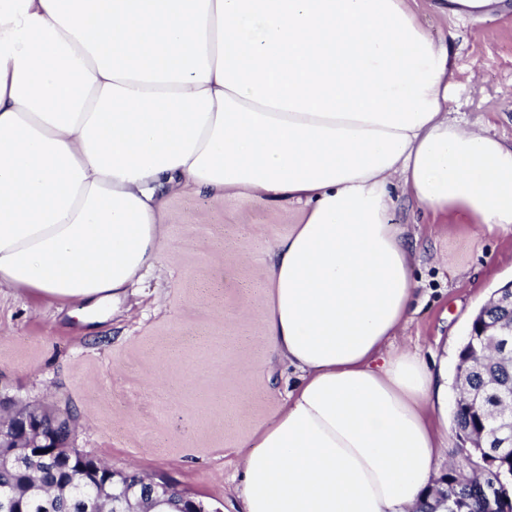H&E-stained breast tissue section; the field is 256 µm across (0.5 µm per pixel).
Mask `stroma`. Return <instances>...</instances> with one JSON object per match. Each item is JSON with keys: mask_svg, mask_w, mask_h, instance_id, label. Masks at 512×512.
Masks as SVG:
<instances>
[{"mask_svg": "<svg viewBox=\"0 0 512 512\" xmlns=\"http://www.w3.org/2000/svg\"><path fill=\"white\" fill-rule=\"evenodd\" d=\"M438 39L455 34L451 111L512 140V0L487 21L419 5ZM397 224L417 225L422 262L416 310L398 347L455 358L473 314L512 280V240L448 233L398 197ZM300 215L255 199L172 197L169 245L111 315L81 324L69 310L0 290V397L72 417L73 446L114 471L165 480L235 512L246 444L280 409L296 375L274 373L257 309L259 275ZM467 271L466 279L450 270Z\"/></svg>", "mask_w": 512, "mask_h": 512, "instance_id": "obj_1", "label": "stroma"}]
</instances>
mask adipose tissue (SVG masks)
I'll list each match as a JSON object with an SVG mask.
<instances>
[{"label": "adipose tissue", "mask_w": 512, "mask_h": 512, "mask_svg": "<svg viewBox=\"0 0 512 512\" xmlns=\"http://www.w3.org/2000/svg\"><path fill=\"white\" fill-rule=\"evenodd\" d=\"M455 89L416 0H0V287L85 317L160 265L173 195L295 207L259 314L299 380L239 510L413 512L448 368L393 347L419 286L393 196L512 239V142Z\"/></svg>", "instance_id": "1"}]
</instances>
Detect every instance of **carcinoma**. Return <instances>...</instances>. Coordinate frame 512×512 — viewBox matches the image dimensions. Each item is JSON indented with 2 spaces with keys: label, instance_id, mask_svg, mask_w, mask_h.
I'll use <instances>...</instances> for the list:
<instances>
[{
  "label": "carcinoma",
  "instance_id": "carcinoma-1",
  "mask_svg": "<svg viewBox=\"0 0 512 512\" xmlns=\"http://www.w3.org/2000/svg\"><path fill=\"white\" fill-rule=\"evenodd\" d=\"M512 325V306L483 305L473 317L468 334L459 347V364L469 362L465 376L455 373L458 395L452 411L456 434H467L473 440H483V445L492 457L489 470L479 477L486 482L496 479L500 467L512 470V450L500 447L498 438L509 434L507 430L494 431L495 420H485V414L496 406L503 412L512 411V336L507 337V346L494 350L486 339L476 334V328L490 325ZM448 508L452 509L470 492L468 483L448 477L446 486ZM9 499L21 512H88L86 504L93 495L88 491L54 480L46 470L28 475L4 462L0 463V500Z\"/></svg>",
  "mask_w": 512,
  "mask_h": 512
}]
</instances>
